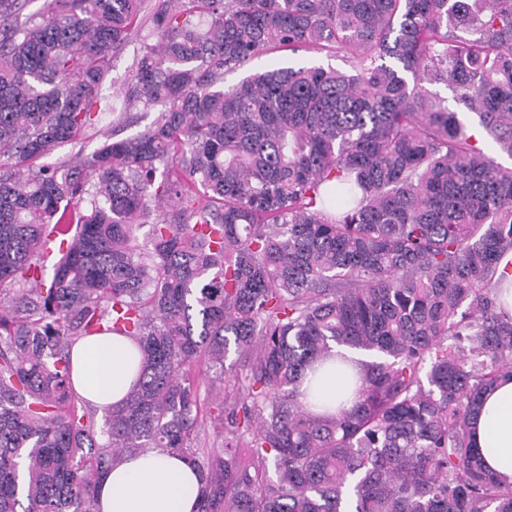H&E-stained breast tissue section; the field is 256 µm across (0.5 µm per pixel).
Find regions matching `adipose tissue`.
I'll list each match as a JSON object with an SVG mask.
<instances>
[{
    "label": "adipose tissue",
    "instance_id": "ef3b65f1",
    "mask_svg": "<svg viewBox=\"0 0 512 512\" xmlns=\"http://www.w3.org/2000/svg\"><path fill=\"white\" fill-rule=\"evenodd\" d=\"M74 385L85 400L104 408L118 403L136 377L137 347L121 336H89L71 351ZM305 406L313 412L349 407L345 380L334 368L308 372ZM475 444L486 464L512 483V381L487 392L478 413ZM201 476L187 459L154 449L127 457L95 490L94 512H194Z\"/></svg>",
    "mask_w": 512,
    "mask_h": 512
}]
</instances>
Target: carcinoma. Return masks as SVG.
<instances>
[{
  "label": "carcinoma",
  "mask_w": 512,
  "mask_h": 512,
  "mask_svg": "<svg viewBox=\"0 0 512 512\" xmlns=\"http://www.w3.org/2000/svg\"><path fill=\"white\" fill-rule=\"evenodd\" d=\"M27 2L0 0V512H93L154 448L199 470L197 512H512L471 438L512 377V166L467 122L512 158V0ZM325 48L354 73L224 85ZM132 106L142 130L48 162ZM104 334L141 359L99 431L70 350ZM336 346L370 360L351 407L312 413L301 384ZM203 366L224 382L207 402ZM139 47V42L132 41L112 58L111 72L102 88V95L111 103L113 95L125 81L132 58ZM350 55L344 53H329L328 51H319L314 49H303L297 53L292 54L290 52L276 51L271 52L261 58L252 61L246 69L239 70L233 74L225 76L226 84L236 83L239 79L249 73L257 71H263L268 69L270 66L277 64L278 62H288L290 64H331L336 69L350 70L349 63L347 60Z\"/></svg>",
  "instance_id": "1"
}]
</instances>
